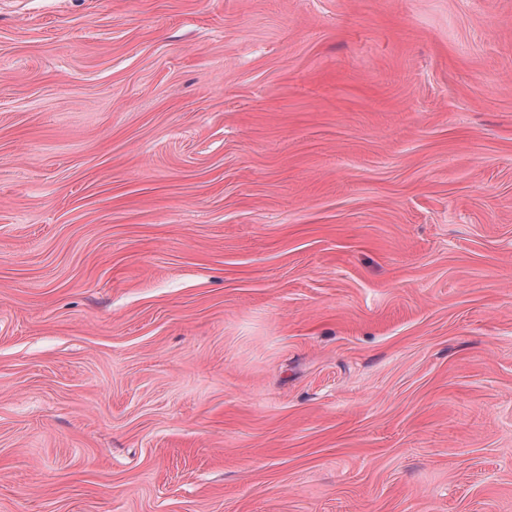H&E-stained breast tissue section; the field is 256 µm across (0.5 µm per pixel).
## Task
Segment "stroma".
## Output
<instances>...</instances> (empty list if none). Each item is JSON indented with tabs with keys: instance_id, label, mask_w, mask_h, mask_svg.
Wrapping results in <instances>:
<instances>
[{
	"instance_id": "obj_1",
	"label": "stroma",
	"mask_w": 512,
	"mask_h": 512,
	"mask_svg": "<svg viewBox=\"0 0 512 512\" xmlns=\"http://www.w3.org/2000/svg\"><path fill=\"white\" fill-rule=\"evenodd\" d=\"M0 512H512V0H0Z\"/></svg>"
}]
</instances>
